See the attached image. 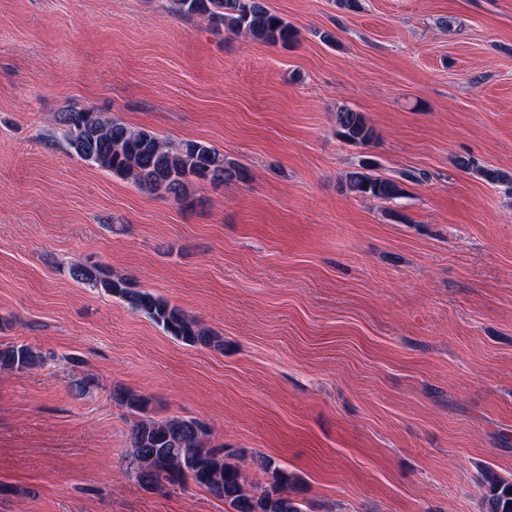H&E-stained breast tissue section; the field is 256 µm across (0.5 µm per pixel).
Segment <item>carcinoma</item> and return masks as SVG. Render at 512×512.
Returning <instances> with one entry per match:
<instances>
[{"mask_svg": "<svg viewBox=\"0 0 512 512\" xmlns=\"http://www.w3.org/2000/svg\"><path fill=\"white\" fill-rule=\"evenodd\" d=\"M168 13L198 18L217 32L250 36L269 45L286 46L295 38L293 26L273 13L265 0H167ZM57 125L47 145L62 146L91 165L130 181L140 190L165 193L183 205L193 203L192 188L200 183L222 184L247 180L244 169L226 161L224 153L196 140L178 143L155 132L126 124L93 108L73 104L54 118ZM338 133L347 141L368 144L374 128L359 112L336 113ZM457 168L478 170L491 183H508L509 176L497 169L476 168L468 158H459ZM370 159L346 178L349 192L363 198L387 201L405 193L403 183L375 173ZM72 279L120 299L131 311L152 320L167 335L190 346L224 351V340L210 332L195 317L164 298L139 288L129 278L96 264L75 263ZM46 364V356L24 342L0 343V372L32 371ZM112 398L135 416L130 424L128 459L136 480L148 491L165 484L191 480L212 497L224 501L228 512H306L298 500L300 478L266 457L255 459L257 468L269 477L259 487L248 482L245 454L210 445V427L178 416L156 419L150 415L151 398L131 389H118ZM484 489L485 512H512V477L490 467L479 472Z\"/></svg>", "mask_w": 512, "mask_h": 512, "instance_id": "obj_1", "label": "carcinoma"}]
</instances>
